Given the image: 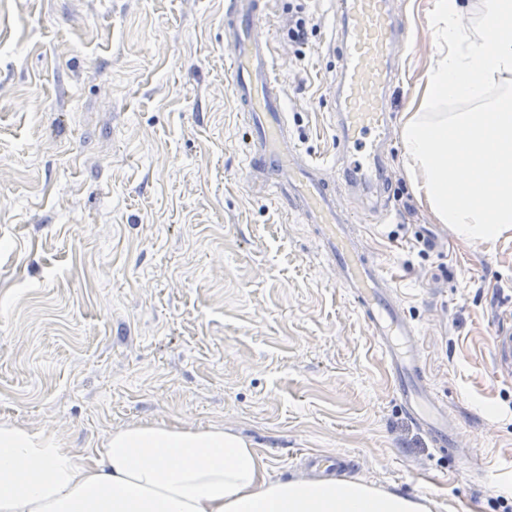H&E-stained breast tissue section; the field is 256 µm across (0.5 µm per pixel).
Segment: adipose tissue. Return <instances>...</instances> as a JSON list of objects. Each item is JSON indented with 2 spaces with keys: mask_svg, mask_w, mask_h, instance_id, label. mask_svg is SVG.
<instances>
[{
  "mask_svg": "<svg viewBox=\"0 0 512 512\" xmlns=\"http://www.w3.org/2000/svg\"><path fill=\"white\" fill-rule=\"evenodd\" d=\"M437 52L401 136L419 197L457 237L512 233V0H434ZM464 103L459 112L449 102ZM0 512H431V502L333 478L270 479L253 443L214 426L115 430L96 453L0 424Z\"/></svg>",
  "mask_w": 512,
  "mask_h": 512,
  "instance_id": "adipose-tissue-1",
  "label": "adipose tissue"
}]
</instances>
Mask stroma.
Masks as SVG:
<instances>
[{
  "label": "stroma",
  "mask_w": 512,
  "mask_h": 512,
  "mask_svg": "<svg viewBox=\"0 0 512 512\" xmlns=\"http://www.w3.org/2000/svg\"><path fill=\"white\" fill-rule=\"evenodd\" d=\"M226 2L0 0V423L87 450L137 422L217 424L275 480L342 457L340 478L432 512H512V378L491 349L512 332V239L467 243L435 223L401 135L385 143L388 214L352 231L461 429L439 449L399 405L316 226L239 180ZM392 2L408 22L386 95L398 129L436 51L434 0ZM333 9L267 0L265 32L293 143L344 211H364L340 179Z\"/></svg>",
  "instance_id": "1"
}]
</instances>
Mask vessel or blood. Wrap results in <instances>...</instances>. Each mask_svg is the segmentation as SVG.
Returning <instances> with one entry per match:
<instances>
[{
    "label": "vessel or blood",
    "mask_w": 512,
    "mask_h": 512,
    "mask_svg": "<svg viewBox=\"0 0 512 512\" xmlns=\"http://www.w3.org/2000/svg\"><path fill=\"white\" fill-rule=\"evenodd\" d=\"M265 20L261 0H228L224 8L231 89L252 129L241 179L249 187L263 186L304 223L321 225L339 282L363 310L400 405L438 447H457L459 428L449 424L444 406L424 381L417 328L405 316L392 280L379 262L362 257L348 232L350 218L337 207L335 189L321 178L320 165L303 159L291 143ZM336 25L343 61L336 87V137L343 148L356 152L341 178L349 188L372 193L373 208L380 211L389 178L382 145L391 133L382 92L398 68L390 50L403 37L406 21L393 11L390 0H336Z\"/></svg>",
    "instance_id": "obj_1"
}]
</instances>
